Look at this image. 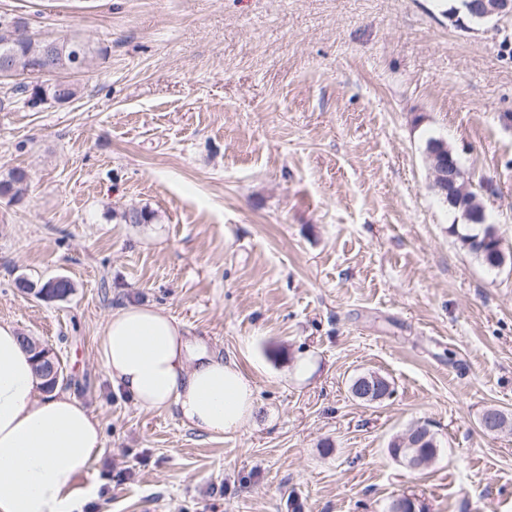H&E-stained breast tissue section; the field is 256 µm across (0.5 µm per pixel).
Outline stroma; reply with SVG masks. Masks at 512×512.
<instances>
[{
    "label": "stroma",
    "mask_w": 512,
    "mask_h": 512,
    "mask_svg": "<svg viewBox=\"0 0 512 512\" xmlns=\"http://www.w3.org/2000/svg\"><path fill=\"white\" fill-rule=\"evenodd\" d=\"M460 0H0L104 54L71 102L0 101V322L58 356L104 448L84 512H512V17ZM459 156L507 257L452 233L426 146ZM150 213L145 224L129 210ZM68 277L47 301L25 293ZM163 309L234 361L251 420L215 440L116 393L112 308ZM376 373L369 404L349 390ZM429 423L418 470L389 442ZM466 14L480 23L499 21L512 16L511 0H461ZM28 172L23 168H12L6 176L0 177V197H9L10 200H19L27 188Z\"/></svg>",
    "instance_id": "1"
}]
</instances>
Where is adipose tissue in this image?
Segmentation results:
<instances>
[{"instance_id": "ef3b65f1", "label": "adipose tissue", "mask_w": 512, "mask_h": 512, "mask_svg": "<svg viewBox=\"0 0 512 512\" xmlns=\"http://www.w3.org/2000/svg\"><path fill=\"white\" fill-rule=\"evenodd\" d=\"M99 356L113 390L141 409L175 412L214 439L239 431L255 411L254 389L182 324L148 305L108 315ZM103 446L97 417L69 392L48 390L14 326L0 324V512H83L75 486Z\"/></svg>"}]
</instances>
